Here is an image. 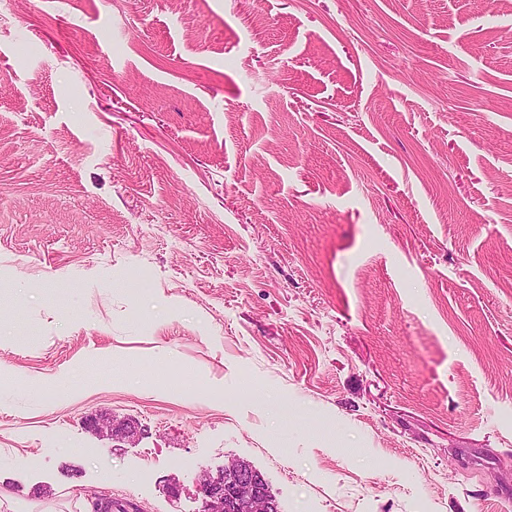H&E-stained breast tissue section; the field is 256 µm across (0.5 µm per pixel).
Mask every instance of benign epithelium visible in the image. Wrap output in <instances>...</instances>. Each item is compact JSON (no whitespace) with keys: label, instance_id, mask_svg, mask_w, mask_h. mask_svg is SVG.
I'll return each instance as SVG.
<instances>
[{"label":"benign epithelium","instance_id":"1","mask_svg":"<svg viewBox=\"0 0 512 512\" xmlns=\"http://www.w3.org/2000/svg\"><path fill=\"white\" fill-rule=\"evenodd\" d=\"M225 481L206 473L199 480L201 512H279L278 503L264 489L262 476L240 461L224 466Z\"/></svg>","mask_w":512,"mask_h":512}]
</instances>
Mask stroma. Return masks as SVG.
I'll return each mask as SVG.
<instances>
[{"mask_svg":"<svg viewBox=\"0 0 512 512\" xmlns=\"http://www.w3.org/2000/svg\"><path fill=\"white\" fill-rule=\"evenodd\" d=\"M234 460L512 512V0H0V512Z\"/></svg>","mask_w":512,"mask_h":512,"instance_id":"1","label":"stroma"}]
</instances>
